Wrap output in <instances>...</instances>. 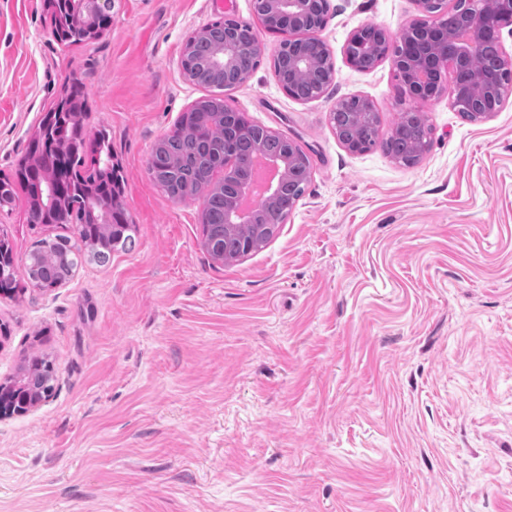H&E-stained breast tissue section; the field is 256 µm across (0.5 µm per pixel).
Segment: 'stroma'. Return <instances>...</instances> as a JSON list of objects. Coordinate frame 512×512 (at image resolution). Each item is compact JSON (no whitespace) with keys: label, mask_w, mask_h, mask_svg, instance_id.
Segmentation results:
<instances>
[{"label":"stroma","mask_w":512,"mask_h":512,"mask_svg":"<svg viewBox=\"0 0 512 512\" xmlns=\"http://www.w3.org/2000/svg\"><path fill=\"white\" fill-rule=\"evenodd\" d=\"M112 0L95 40L65 45L47 0H0V176L15 175L66 87L106 129L130 238L62 287H29L35 242L69 224L0 209L18 299L0 295V383L47 355L51 395L0 418V512H512V92L469 121L423 105L407 167L348 151L329 122L359 96L388 132L410 101L390 60L350 67V35L396 37L413 0H328L335 84L289 97L265 54L225 101L298 142L311 181L261 249L222 264L198 200L148 170L206 90L187 39L253 0Z\"/></svg>","instance_id":"1"}]
</instances>
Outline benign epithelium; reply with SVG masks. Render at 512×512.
Returning a JSON list of instances; mask_svg holds the SVG:
<instances>
[{"instance_id":"1","label":"benign epithelium","mask_w":512,"mask_h":512,"mask_svg":"<svg viewBox=\"0 0 512 512\" xmlns=\"http://www.w3.org/2000/svg\"><path fill=\"white\" fill-rule=\"evenodd\" d=\"M417 15L396 38L383 34L380 44L371 46L363 40L364 29L352 33L346 47L347 63L358 67V56L367 50L390 58L396 76L405 89L413 107L405 115L419 112V107L433 99L448 94L453 104L474 112L475 119L488 118L502 106L503 84L491 85L481 73L469 68V60L488 36L502 42V30L511 27L512 0H465L464 18L459 29L448 31V0H414ZM261 10L264 30L280 33L299 29L312 20L315 26L309 36L318 44L315 49L305 46L290 48L278 46L277 55L287 57L285 72L288 77L315 66L326 43L319 36L328 23L327 0H255ZM266 44L259 35L251 38L234 29L224 34V41L210 57L208 70L224 75L237 74L236 84L242 85L251 77L249 71L237 70L241 55L246 52L263 54ZM234 161L224 167V181L229 204L224 212V224H236L239 215L236 203L244 192H250L246 184L247 166L235 176H230Z\"/></svg>"}]
</instances>
